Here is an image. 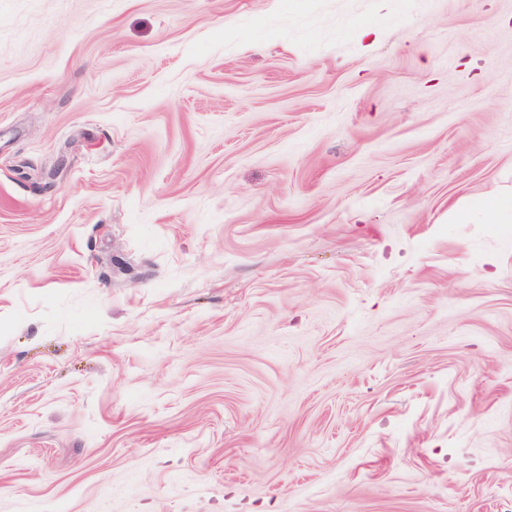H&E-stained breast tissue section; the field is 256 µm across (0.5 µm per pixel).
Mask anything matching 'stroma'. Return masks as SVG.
I'll return each instance as SVG.
<instances>
[{"instance_id": "35a3bbf8", "label": "stroma", "mask_w": 512, "mask_h": 512, "mask_svg": "<svg viewBox=\"0 0 512 512\" xmlns=\"http://www.w3.org/2000/svg\"><path fill=\"white\" fill-rule=\"evenodd\" d=\"M512 0H0V512H512ZM475 213L481 214L488 224H510L508 220L512 222V194L494 195L472 201L465 209L452 214L450 219L464 222Z\"/></svg>"}]
</instances>
